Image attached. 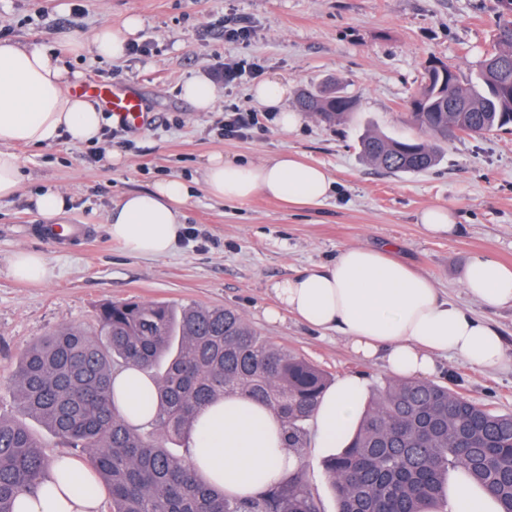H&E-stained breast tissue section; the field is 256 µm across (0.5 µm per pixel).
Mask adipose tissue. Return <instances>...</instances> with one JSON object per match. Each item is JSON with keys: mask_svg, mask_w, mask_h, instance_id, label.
I'll list each match as a JSON object with an SVG mask.
<instances>
[{"mask_svg": "<svg viewBox=\"0 0 512 512\" xmlns=\"http://www.w3.org/2000/svg\"><path fill=\"white\" fill-rule=\"evenodd\" d=\"M139 26L134 16L120 30L98 26L90 35L73 39V50L122 58L128 35ZM75 78L40 44L0 42V202L16 196L24 180L16 146L41 147L62 136L78 144L100 141L111 119L92 101L71 93ZM252 92L280 129L301 125V114L285 105L287 86L269 79ZM202 182L215 200L243 203L261 194L295 209L322 206L334 190L324 168L294 153L259 162L214 155L203 168ZM193 195V187L179 177L128 192L108 215V233L129 254L165 257L181 236L184 209ZM394 252L391 245H349L333 263L307 267L274 283L277 306L268 310V318L284 311L308 327L336 330L356 355L366 360L382 357L388 371L400 377L434 374L435 359L441 355L485 369L502 365L512 353L501 334L475 316L469 304L512 307V268L494 253L473 254L461 276L469 298L464 305L444 297L429 276L396 259ZM150 386L132 367L114 378V401L133 424L144 425L155 417L154 411L140 408ZM361 391L356 376L337 378L327 389L314 414L318 447H329L340 430L358 423ZM188 456L211 483L237 498L281 481L299 463L285 446L280 418L241 394L198 411ZM105 495L85 462L58 455L34 490L20 496L18 507L20 512H101Z\"/></svg>", "mask_w": 512, "mask_h": 512, "instance_id": "obj_1", "label": "adipose tissue"}]
</instances>
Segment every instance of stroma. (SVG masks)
<instances>
[{"mask_svg": "<svg viewBox=\"0 0 512 512\" xmlns=\"http://www.w3.org/2000/svg\"><path fill=\"white\" fill-rule=\"evenodd\" d=\"M498 0H0V41L37 42L60 65L78 72V85L133 89L143 112L140 127L112 126L94 146L66 139L22 147L20 193L0 203V374L10 373L38 336L62 324L94 329L107 301H167L237 309L267 341L288 348L331 378L360 377L366 394L389 378L382 362L364 363L336 332L304 326L290 314L266 321L272 284L296 270L328 264L348 245L396 244V255L427 273L449 297L466 302L463 268L472 254L490 251L512 266V133L462 135L441 162L422 173H390L366 162L361 137L373 128L412 138L406 107L425 66L438 58L469 77L491 49ZM142 26L141 50L108 61L75 55L69 37L100 24L121 27L128 15ZM246 26V38H226L224 23ZM244 76L225 82V63ZM202 77L218 97L201 112L181 94ZM277 78L288 86L286 105L297 110L302 90L330 82L356 99L357 110L338 125L305 115L302 127L284 131L251 97L257 83ZM249 112L254 124L242 136L222 132L225 119ZM296 153L323 166L336 192L315 210H294L257 195L223 204L197 189L186 210L195 238L181 239L171 255L127 254L107 231V217L122 195L157 181L200 178L214 153L258 160ZM123 158L114 166L111 155ZM57 186L68 190V223L84 237L68 241L43 233L31 196ZM450 204L459 229L426 234L419 213ZM42 252L55 275L42 284L17 281L7 260L16 250ZM436 383L503 413H512V356L498 368L477 369L452 357L437 361ZM326 448L301 450L321 512H336L323 461Z\"/></svg>", "mask_w": 512, "mask_h": 512, "instance_id": "35a3bbf8", "label": "stroma"}]
</instances>
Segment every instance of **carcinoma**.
Listing matches in <instances>:
<instances>
[{
	"mask_svg": "<svg viewBox=\"0 0 512 512\" xmlns=\"http://www.w3.org/2000/svg\"><path fill=\"white\" fill-rule=\"evenodd\" d=\"M500 3L495 43L473 76L461 80L442 60L426 67L408 112L422 138L370 133L361 141L368 161L391 173L423 172L459 131L512 128V0ZM298 104L329 125L355 110L354 99L330 88L303 92ZM129 366L155 389L143 400L156 407L146 425L125 420L113 402L114 375ZM329 383L318 365L264 340L235 309L143 301L104 305L93 331L60 325L40 334L0 379L23 416L93 467L110 492L107 512H320L302 465L235 499L171 444L188 447L200 407L241 393L278 414L288 451L298 455ZM45 448L25 422L0 416V512H16L19 495L47 470ZM324 467L336 512H442L450 468L496 512H512V413L442 384L397 377L364 403Z\"/></svg>",
	"mask_w": 512,
	"mask_h": 512,
	"instance_id": "carcinoma-1",
	"label": "carcinoma"
}]
</instances>
